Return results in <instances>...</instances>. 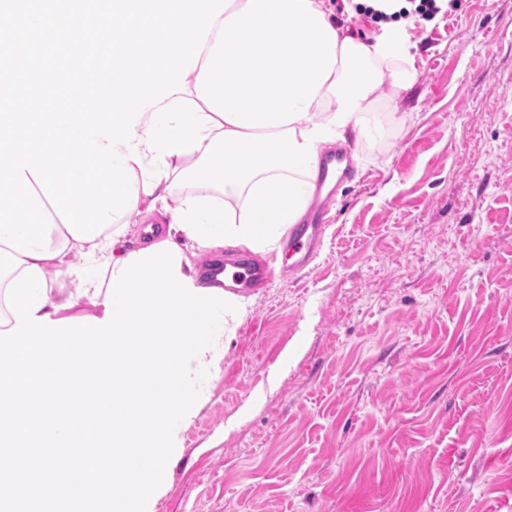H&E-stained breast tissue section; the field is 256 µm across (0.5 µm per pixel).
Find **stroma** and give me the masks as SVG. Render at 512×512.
<instances>
[{
    "mask_svg": "<svg viewBox=\"0 0 512 512\" xmlns=\"http://www.w3.org/2000/svg\"><path fill=\"white\" fill-rule=\"evenodd\" d=\"M404 33L409 120L242 291L156 512H512V0Z\"/></svg>",
    "mask_w": 512,
    "mask_h": 512,
    "instance_id": "obj_1",
    "label": "stroma"
}]
</instances>
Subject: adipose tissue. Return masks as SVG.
Here are the masks:
<instances>
[{"instance_id": "obj_1", "label": "adipose tissue", "mask_w": 512, "mask_h": 512, "mask_svg": "<svg viewBox=\"0 0 512 512\" xmlns=\"http://www.w3.org/2000/svg\"><path fill=\"white\" fill-rule=\"evenodd\" d=\"M333 13L331 0H233L215 20L187 91L147 109L137 124L143 167L166 173L149 195L143 180L134 183V214L159 221L143 228L139 246L177 244L180 271L194 286L205 284L194 256L227 246L264 253L300 223L324 149L377 135L370 118L378 111L388 126L406 123L399 102L419 72L403 22L362 40L336 27ZM177 180L189 190L176 200ZM129 232L122 218L84 242L59 222L53 258L38 261L0 243V295L35 264L49 276L40 314L58 320L85 301L102 306L113 270L130 254ZM76 253L85 263L73 262Z\"/></svg>"}]
</instances>
